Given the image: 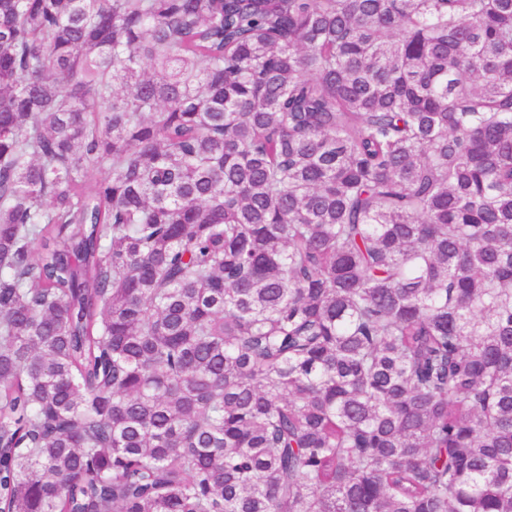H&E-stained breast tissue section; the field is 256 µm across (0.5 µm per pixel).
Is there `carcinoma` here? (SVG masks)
Returning <instances> with one entry per match:
<instances>
[{"mask_svg": "<svg viewBox=\"0 0 512 512\" xmlns=\"http://www.w3.org/2000/svg\"><path fill=\"white\" fill-rule=\"evenodd\" d=\"M512 512V0H0V512Z\"/></svg>", "mask_w": 512, "mask_h": 512, "instance_id": "cac0c4a2", "label": "carcinoma"}]
</instances>
